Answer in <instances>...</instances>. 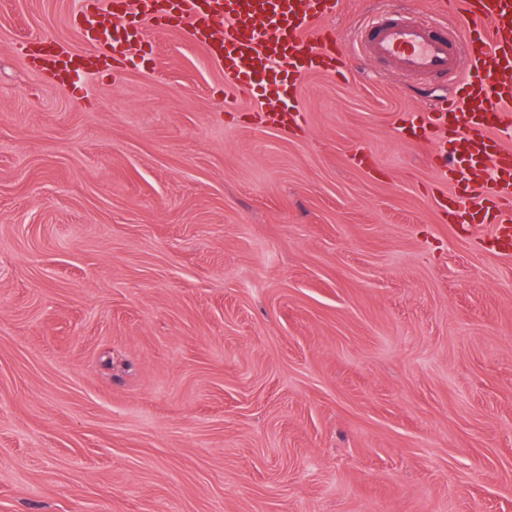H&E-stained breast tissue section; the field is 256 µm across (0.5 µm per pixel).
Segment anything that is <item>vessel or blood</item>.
Segmentation results:
<instances>
[{
	"label": "vessel or blood",
	"instance_id": "obj_1",
	"mask_svg": "<svg viewBox=\"0 0 512 512\" xmlns=\"http://www.w3.org/2000/svg\"><path fill=\"white\" fill-rule=\"evenodd\" d=\"M121 23L105 44L113 70L150 52L153 29L176 26L208 47L224 71V93L250 92L271 101L319 74L344 80L355 55L412 76L451 75L457 91L414 114L415 137L438 138L432 166L450 187L448 221L460 211L488 225L503 254L512 253V0H440L427 25L410 16L377 15L356 46L326 21L344 0H92ZM43 69L62 80L88 66L64 47L39 48ZM301 112L296 99L273 104L268 118L286 125Z\"/></svg>",
	"mask_w": 512,
	"mask_h": 512
}]
</instances>
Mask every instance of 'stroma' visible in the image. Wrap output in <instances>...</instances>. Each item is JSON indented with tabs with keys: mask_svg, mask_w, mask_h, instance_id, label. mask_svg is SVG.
I'll return each instance as SVG.
<instances>
[{
	"mask_svg": "<svg viewBox=\"0 0 512 512\" xmlns=\"http://www.w3.org/2000/svg\"><path fill=\"white\" fill-rule=\"evenodd\" d=\"M80 9L0 0V512H512V255L404 125L447 78L312 75L282 128L164 30L75 96L30 54Z\"/></svg>",
	"mask_w": 512,
	"mask_h": 512,
	"instance_id": "stroma-1",
	"label": "stroma"
}]
</instances>
